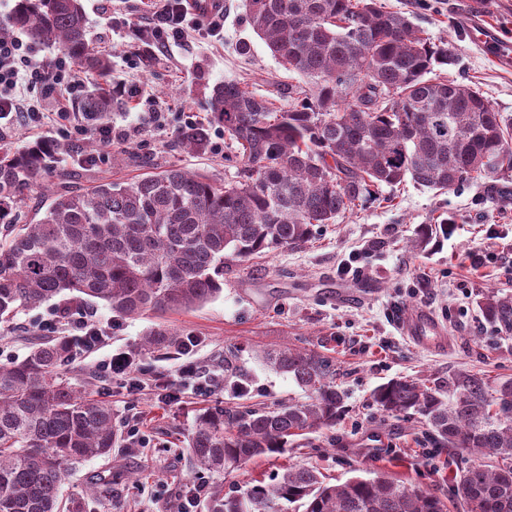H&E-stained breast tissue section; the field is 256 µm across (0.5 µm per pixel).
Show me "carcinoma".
Wrapping results in <instances>:
<instances>
[{
	"instance_id": "carcinoma-1",
	"label": "carcinoma",
	"mask_w": 512,
	"mask_h": 512,
	"mask_svg": "<svg viewBox=\"0 0 512 512\" xmlns=\"http://www.w3.org/2000/svg\"><path fill=\"white\" fill-rule=\"evenodd\" d=\"M247 20L282 66L311 80L276 108L234 80L209 92V120L179 131L181 147L210 148L224 129L236 179L216 184L169 166L122 185L101 181L55 195L35 224L19 218L33 188L64 146L41 140L0 145V321L61 295L103 302L138 317L200 307L224 288V263L307 242L369 194L411 179L440 191L468 180L512 176V117L470 86L434 73L453 64L409 16L378 0H247ZM20 29L100 75L111 59L88 37L81 0H18L0 32ZM124 106L115 92L86 91L77 108L92 125ZM449 224H421L423 249ZM496 331L512 335V294L479 301ZM179 342L165 325L149 330L148 352ZM63 337L38 338L22 360L0 364V512H112L124 493L120 471L98 473L63 496L65 473L106 457L117 442L112 408L62 369ZM308 394L305 402L203 409L186 451L202 472L232 473L257 457L336 426L345 393L336 364L286 346L267 355ZM224 386L240 398L245 375L224 358ZM443 387L398 378L372 393L388 414L416 415L429 438L482 464L459 471L452 496L467 512H512V377L489 381L462 371ZM211 512H448L435 493L383 472L331 484L313 467L283 468L272 483L209 492Z\"/></svg>"
}]
</instances>
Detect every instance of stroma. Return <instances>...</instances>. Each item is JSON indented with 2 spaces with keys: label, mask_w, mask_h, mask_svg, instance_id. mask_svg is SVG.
<instances>
[{
  "label": "stroma",
  "mask_w": 512,
  "mask_h": 512,
  "mask_svg": "<svg viewBox=\"0 0 512 512\" xmlns=\"http://www.w3.org/2000/svg\"><path fill=\"white\" fill-rule=\"evenodd\" d=\"M82 2L93 42L112 61L107 75L83 72L86 85L123 84L144 88L146 94L129 100L126 110L113 116V128L127 136L106 149L93 135L77 133L84 119L75 111L62 121L21 114L0 126L2 144L22 146L49 138L66 147L30 197L27 215H34L47 194L82 191L101 178L128 183L155 167L175 165L218 184L234 179L237 170L227 161L226 150L191 154L177 144L187 119L205 121L208 86L232 79L283 105L284 90L303 83L250 28L243 0H223V40L193 32L184 44L164 52L139 37L154 0H115L108 10L99 0ZM381 3L408 15L432 41L448 42L455 62L442 68V77L470 85L498 111L512 116V63L489 55L465 26L469 20L479 22L512 42V0ZM157 109L165 113L160 125L150 119ZM124 150L133 153V160L121 158ZM447 220L453 223L448 236L434 238L425 249H412L409 240L418 225ZM493 289L512 293V195H503L500 183L490 181L468 182L445 192L410 181L386 187L381 198L315 228L313 237L299 247L230 263L219 296L200 307L165 314L166 325L199 339L196 357L201 365L223 363L225 352L234 351L236 365L248 378L244 403L304 400L291 378L258 359L259 353L285 344L334 357L347 398L336 427L311 434L308 444L254 459L228 475L200 479L179 448L200 410L208 402L229 400V392L218 390L207 399L189 396L168 406L158 402L153 388L132 399L119 386H101L92 372L96 360L120 348L155 375H173L174 363L164 351L148 354L140 348L154 318L118 316L97 301L67 304L55 299L0 324V356L25 357L38 324L55 313L86 315L105 326L108 340L103 347L70 361L67 370L111 405L118 443L111 457L68 471L62 491L67 496L80 492L92 475L121 466L126 495L112 512H168L170 503L183 498L190 486L218 484L229 492L270 480L287 465L319 468L336 483L383 471L445 500L456 472L447 449L429 440L416 419L378 411L370 396L379 385L401 376L442 384L461 370L512 377V336L493 333L477 305L481 294ZM417 308L430 310L447 326L445 349L426 350L400 332L399 318ZM132 414L140 418L145 447L128 445L125 423Z\"/></svg>",
  "instance_id": "1"
}]
</instances>
